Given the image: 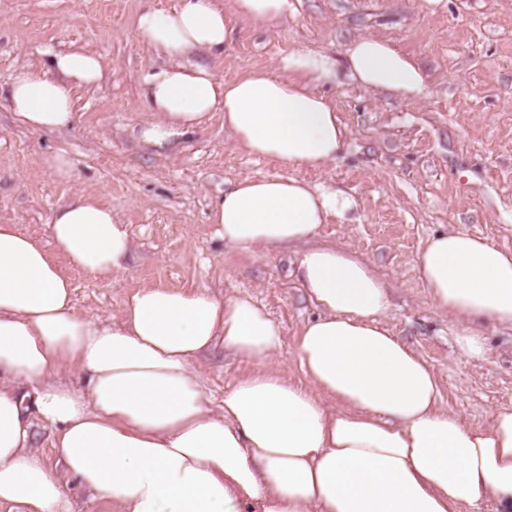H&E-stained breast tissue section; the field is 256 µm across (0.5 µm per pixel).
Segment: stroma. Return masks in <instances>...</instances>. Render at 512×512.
Segmentation results:
<instances>
[{"label":"stroma","instance_id":"stroma-1","mask_svg":"<svg viewBox=\"0 0 512 512\" xmlns=\"http://www.w3.org/2000/svg\"><path fill=\"white\" fill-rule=\"evenodd\" d=\"M180 0H0V84L21 65L43 67L47 49L99 54L104 79L76 89L77 121L64 131L18 125L0 98V224L16 225L54 251L55 207L80 189L111 206L135 241L125 272L96 278L59 266L82 314L106 319L138 286L248 293L282 327L279 363L298 374L296 339L316 317L293 274L295 255L225 246L210 221L215 200L240 178L287 175L286 167L226 146L224 115L193 135L177 158L145 150L128 135L144 113L140 80L160 62L141 42L136 14ZM287 22L235 20L220 79L270 68L293 49L337 53L372 34L418 56L429 95L420 103L377 97L358 86L326 88L346 128V147L329 172H307L352 194L357 218L322 225L320 241L370 260L390 281L384 327L437 374L443 401L473 426L512 408V330L486 327L487 352L463 355L448 321L429 302L416 270L432 234L455 227L512 251V0H292ZM64 152L73 178L51 177L45 154ZM198 368L215 401L246 377L251 363L214 350Z\"/></svg>","mask_w":512,"mask_h":512}]
</instances>
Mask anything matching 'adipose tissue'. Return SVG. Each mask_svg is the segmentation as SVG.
I'll return each mask as SVG.
<instances>
[{
	"label": "adipose tissue",
	"mask_w": 512,
	"mask_h": 512,
	"mask_svg": "<svg viewBox=\"0 0 512 512\" xmlns=\"http://www.w3.org/2000/svg\"><path fill=\"white\" fill-rule=\"evenodd\" d=\"M293 12L291 0L140 12L136 32L162 65L141 82L146 116L129 134L174 156L220 108L235 148L290 169L240 178L211 221L226 246L297 250L296 280L320 310L298 333L300 379L281 370L282 329L250 296L142 285L118 315L88 317L44 246L0 224V506L9 512H71L70 478L116 512H458L483 499L512 512V409L480 428L449 412L433 368L382 325L388 280L317 240L321 225L353 219L357 201L302 177L345 148L323 87L420 102L423 65L360 35L338 54L297 48L274 71L216 76L231 19L272 24ZM103 73L86 49L52 50L44 67L19 66L0 96L22 126L62 131L76 121L75 89ZM51 230L69 264L93 276L126 270L134 250L111 207L80 192L56 207ZM417 271L465 354H485L483 324L512 328V252L451 227L427 238ZM216 347L253 365L218 408L197 368ZM76 373L85 386L63 384ZM36 418L54 432L59 467L33 447Z\"/></svg>",
	"instance_id": "adipose-tissue-1"
}]
</instances>
